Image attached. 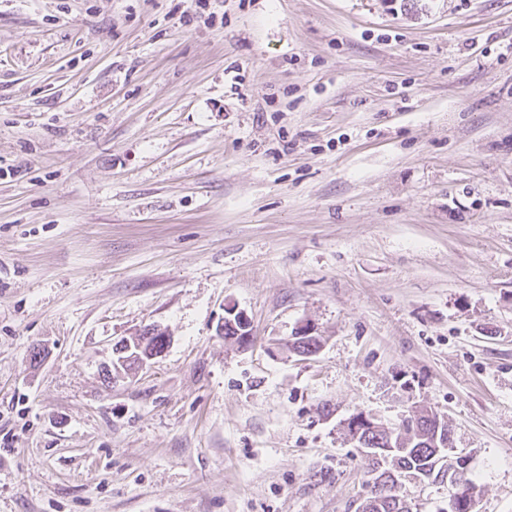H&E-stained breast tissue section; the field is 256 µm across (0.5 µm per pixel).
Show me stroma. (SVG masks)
Here are the masks:
<instances>
[{"label":"stroma","instance_id":"35a3bbf8","mask_svg":"<svg viewBox=\"0 0 512 512\" xmlns=\"http://www.w3.org/2000/svg\"><path fill=\"white\" fill-rule=\"evenodd\" d=\"M421 409L512 512V0H0V512H355ZM228 317H224V322H222L219 327V333L221 335L224 334V340L231 341L237 344H240V336H234L235 332L237 335H243V340L248 341L252 338V327L250 320L247 315H245L242 311L236 312L233 308L227 309ZM226 328H229V331H225ZM235 331V332H234ZM144 335L145 337L158 336L157 339L154 341V343L158 342V345L155 347V344H153L151 340L147 341L146 343L145 341H142L141 346H143L145 343L144 350L150 345H152V348H155L152 350L151 354L147 353V355L145 356L141 354L137 355L138 360H136L133 366H137L138 368L145 367L149 361L159 357L165 351V349L168 347L170 343V334L166 330H163L158 327H148ZM161 343L164 344V347L162 348L159 347Z\"/></svg>","mask_w":512,"mask_h":512}]
</instances>
